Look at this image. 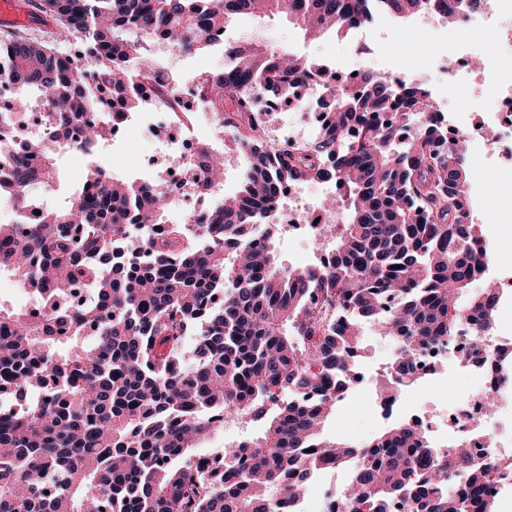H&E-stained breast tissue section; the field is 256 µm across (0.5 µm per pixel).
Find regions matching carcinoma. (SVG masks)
<instances>
[{"label":"carcinoma","mask_w":512,"mask_h":512,"mask_svg":"<svg viewBox=\"0 0 512 512\" xmlns=\"http://www.w3.org/2000/svg\"><path fill=\"white\" fill-rule=\"evenodd\" d=\"M477 2L40 0L43 24L82 49L0 41V71L45 94L58 115L37 141L0 126V151L13 161L0 192L26 206L27 188L67 148V126L116 103L136 110L133 71L150 73L159 37L182 53L211 46L240 13L282 15L321 35L371 19L375 5L397 19L448 18ZM224 55L230 65L197 92L236 130L247 165L238 191L209 204L195 231L168 223L163 179L147 187L97 161L111 136L102 123L81 129L85 192L26 224H0V272L45 298L92 294L36 311L0 304V389L37 395L0 408V512H278L322 468L348 470L351 512H392L396 502L407 512H496L483 495L490 469L468 459L461 437L440 446L406 419L362 447L323 436L351 383L362 324L398 341L389 370L401 388L419 385L418 349L466 321L475 336L492 326L499 296L475 287L483 255L472 244L484 232L470 222L464 144L428 112L423 87L367 74L333 93L332 121L303 151L258 145L239 124L255 91L304 88L313 63L257 43L226 42ZM416 119L418 138H399ZM198 157L218 182L224 152L200 142ZM297 182L336 186L342 224L328 267H282L272 242H251L282 186ZM220 416L259 432L223 448L219 467L196 448Z\"/></svg>","instance_id":"obj_1"}]
</instances>
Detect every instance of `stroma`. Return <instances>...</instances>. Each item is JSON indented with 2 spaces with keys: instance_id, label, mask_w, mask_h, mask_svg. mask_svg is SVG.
<instances>
[{
  "instance_id": "35a3bbf8",
  "label": "stroma",
  "mask_w": 512,
  "mask_h": 512,
  "mask_svg": "<svg viewBox=\"0 0 512 512\" xmlns=\"http://www.w3.org/2000/svg\"><path fill=\"white\" fill-rule=\"evenodd\" d=\"M417 18L394 20L378 13L361 32L345 36L325 34L316 41L305 39L301 30L287 18L278 17L266 24H257L249 15L234 17L227 27L234 42L260 41L300 53L309 59L331 65L339 72L363 69L373 73L396 75L404 73L408 82L425 79L438 103L453 112V122L460 132H467L474 117L490 110L489 97H481L471 105H462V94L456 84L438 68L450 45L469 46L480 41L493 61L503 56L493 31L437 25L422 30ZM138 133H129L124 141L105 144L100 159L115 171H134L141 166L143 154L152 153ZM471 172L467 191L472 201V221L482 225L497 269L512 272V186L498 184L491 170L497 159L490 155L483 142L471 144L465 155ZM88 161L73 153L61 155L57 174L45 198L60 204L77 189ZM383 429L369 402L358 395H348L336 405V413L324 428L329 439L365 443Z\"/></svg>"
}]
</instances>
